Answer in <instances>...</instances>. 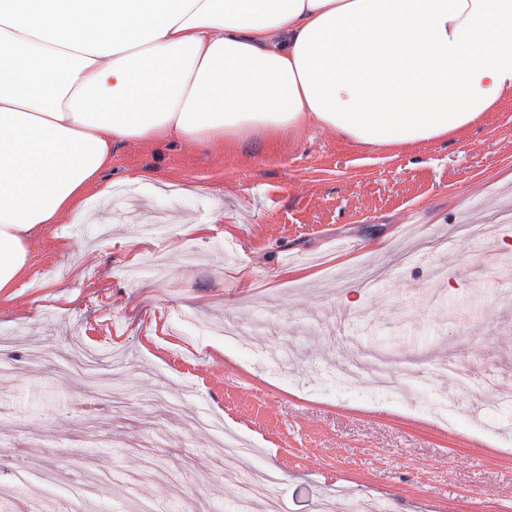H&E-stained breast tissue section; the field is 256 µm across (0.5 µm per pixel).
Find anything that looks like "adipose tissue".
Listing matches in <instances>:
<instances>
[{"label": "adipose tissue", "mask_w": 512, "mask_h": 512, "mask_svg": "<svg viewBox=\"0 0 512 512\" xmlns=\"http://www.w3.org/2000/svg\"><path fill=\"white\" fill-rule=\"evenodd\" d=\"M511 94L512 0H0V298L116 144L411 148Z\"/></svg>", "instance_id": "ef3b65f1"}]
</instances>
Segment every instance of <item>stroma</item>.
I'll return each instance as SVG.
<instances>
[{
	"mask_svg": "<svg viewBox=\"0 0 512 512\" xmlns=\"http://www.w3.org/2000/svg\"><path fill=\"white\" fill-rule=\"evenodd\" d=\"M246 152L117 145L110 194L31 240L0 301V501L62 512L92 482L82 512H229L232 435L284 512H512V99L408 152L312 128ZM370 348L385 381L350 387ZM450 358L494 382L447 422Z\"/></svg>",
	"mask_w": 512,
	"mask_h": 512,
	"instance_id": "1",
	"label": "stroma"
}]
</instances>
